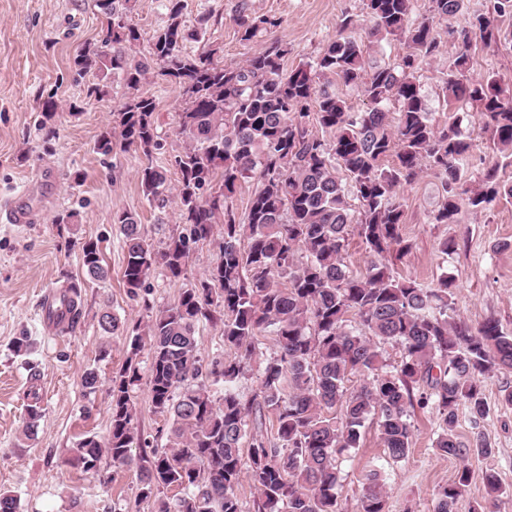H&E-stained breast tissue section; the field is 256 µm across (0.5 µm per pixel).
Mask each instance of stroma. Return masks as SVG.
I'll use <instances>...</instances> for the list:
<instances>
[{"mask_svg": "<svg viewBox=\"0 0 512 512\" xmlns=\"http://www.w3.org/2000/svg\"><path fill=\"white\" fill-rule=\"evenodd\" d=\"M182 21L188 32L185 53L196 55L208 47L219 50L218 62L243 63L271 44L285 49V70L312 63L339 36L342 14L366 22L362 0H183ZM127 21L142 34L137 55H147L154 30L168 18V0H132ZM250 13L276 20L263 38L240 41L235 18L241 6ZM208 17L200 27V17ZM102 17L97 0H0V195L20 193L29 209L28 224L0 223V489L12 492L19 512H152V503L139 499L140 483L132 468H115L102 461L109 478L100 483L92 474L67 466L76 443L87 435L106 438L110 427L109 387L128 355V338L103 336L98 327L102 309L122 322L145 321L146 303L165 305L201 279L220 258L221 236L197 243L190 253L184 277L173 280L152 272L148 300L130 298L123 284L125 251L112 216L118 211L135 215L145 236L160 243L183 231L175 196L165 205L149 202L142 193L138 172L145 162L135 147L114 146L110 156L94 150L98 135L112 124L114 112L128 91L115 75L75 73L70 62L85 43L99 39ZM457 46L444 43L441 53L420 72V84L431 117L444 123L449 112L439 95ZM102 84V97L87 96L91 84ZM140 90L156 103L155 120L162 149L154 165L165 169L169 185L179 174L174 157L185 142L177 132V114L183 97L177 85L149 77ZM59 105L58 135L44 148L38 120L42 102ZM404 209L402 235L410 251L391 258L395 276L427 285L440 276L453 281L454 310L471 326L486 319L498 321L512 334V197L501 198L493 209L475 212L461 207L456 223L434 224L430 214L441 197L438 179L423 172L413 184L401 186ZM76 211L73 236L59 235L57 214ZM454 240L456 251L440 250L444 239ZM98 241L110 276L87 277L78 240ZM82 288L83 315L73 333L47 332L41 323L47 292L69 282ZM28 336L29 358L13 352L16 337ZM109 356H102V347ZM41 369L39 393L43 416L32 439L22 433L27 404L28 372L25 360ZM96 369L101 385L92 395L81 385L87 369ZM512 388V372L487 375L482 389L489 411L480 423H471L460 411L457 434L461 441H486L489 456L472 460L471 484L455 512H473L486 503V472H495L505 493L500 512H512V404L504 391ZM137 426L152 447L169 446L170 423L151 407L148 382L140 380L133 392ZM440 420L433 408L416 410L412 417L410 450L401 461L389 459L381 443L377 417L367 421L361 445L340 460L339 500L353 512L369 470H378L385 482L389 512H434L437 488L452 482L459 459L436 450Z\"/></svg>", "mask_w": 512, "mask_h": 512, "instance_id": "1", "label": "stroma"}]
</instances>
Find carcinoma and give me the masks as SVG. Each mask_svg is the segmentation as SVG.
Here are the masks:
<instances>
[{
    "instance_id": "obj_1",
    "label": "carcinoma",
    "mask_w": 512,
    "mask_h": 512,
    "mask_svg": "<svg viewBox=\"0 0 512 512\" xmlns=\"http://www.w3.org/2000/svg\"><path fill=\"white\" fill-rule=\"evenodd\" d=\"M129 2L102 0L103 37L85 44L73 67L79 74L112 72L130 90L95 149L111 155L118 136L141 150L146 163L138 172L140 185L158 204L165 202L167 176L152 161L162 148L156 104L139 88L156 74L182 89L177 131L186 145L174 164L187 228L156 246L133 215L114 214L112 223L123 235L124 286L139 298L148 294L149 276L158 268L174 280L184 276L192 245L210 239L218 223L221 257L177 301L145 304L143 326L129 327L109 311L100 315L101 330L126 334L130 350L111 379L106 440L82 438L66 463L94 474L105 456L116 468L136 466L139 497L151 500L154 512H240L237 489L244 479L258 494L257 512H342L339 459L360 446L368 418L378 417L385 452L399 461L409 452L411 413L430 405L441 420L436 449L463 461L457 479L436 493L434 512H454L471 481L469 460L491 454L482 439L459 440L458 410L466 406L475 424L487 415L482 379L512 370V335L494 319L474 329L454 318L448 277L426 286L400 279L387 256L409 248L401 233L399 188L426 170L442 188L433 224L455 223L463 201L478 212L512 196V184L499 177L500 158L512 157V83L495 72L475 77L470 65L474 39L512 43V33L493 21L495 14L512 15V0H492L491 11L468 15L465 0H428L421 17L413 16V0H363L367 29L359 31L357 19L343 15L339 38L314 62L288 73L285 51L276 46L236 66L215 62V49L184 53L181 0H168L165 25L153 32L149 56L138 59L125 52L142 38L124 20ZM460 15L464 22L453 23ZM237 25L240 40L252 42L276 22L243 5ZM443 33L459 52L442 86L456 116L440 125L431 119L419 72L440 52ZM390 37L403 41L402 54L391 62L370 55L372 44ZM329 75L361 89L369 108L353 111L321 83ZM471 110L492 151L474 186L465 168L474 143L458 116ZM57 111L53 98L43 101L39 131L47 142L56 135ZM252 177L257 186L239 217L232 197ZM353 235L371 256L360 277L344 261ZM79 247L87 275L106 279L98 243L86 240ZM58 296L70 318L57 329L69 334L82 318V286L70 282ZM204 320L221 324L231 355L204 363L196 338ZM267 333L276 336L278 350L262 366L259 393L244 400L236 385L252 367L258 337ZM145 336L151 405L170 421V450L163 453L147 449L135 426L131 393L141 380L135 360ZM387 344L401 351L392 369L381 351ZM27 367L26 434L43 413L41 372L33 363ZM365 372L369 382L347 387L351 376ZM209 378L221 391L205 385ZM267 413L277 423L272 439L260 430ZM171 486L183 491L174 502L164 497ZM358 512H387L376 473L367 477Z\"/></svg>"
}]
</instances>
